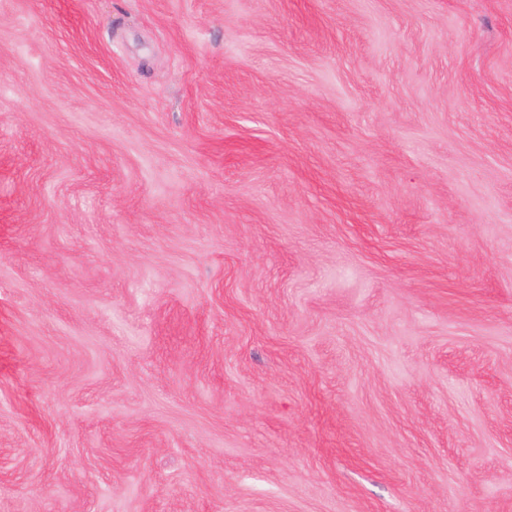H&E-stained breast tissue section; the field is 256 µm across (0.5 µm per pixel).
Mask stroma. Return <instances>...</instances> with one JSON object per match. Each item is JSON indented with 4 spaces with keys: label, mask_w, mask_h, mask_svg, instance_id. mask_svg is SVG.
Instances as JSON below:
<instances>
[{
    "label": "stroma",
    "mask_w": 512,
    "mask_h": 512,
    "mask_svg": "<svg viewBox=\"0 0 512 512\" xmlns=\"http://www.w3.org/2000/svg\"><path fill=\"white\" fill-rule=\"evenodd\" d=\"M0 512H512V0H0Z\"/></svg>",
    "instance_id": "obj_1"
}]
</instances>
